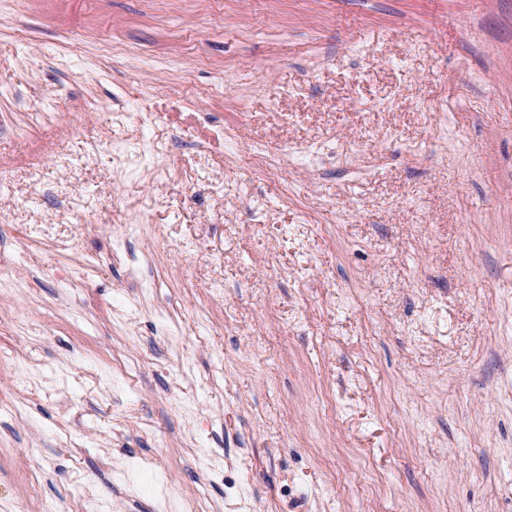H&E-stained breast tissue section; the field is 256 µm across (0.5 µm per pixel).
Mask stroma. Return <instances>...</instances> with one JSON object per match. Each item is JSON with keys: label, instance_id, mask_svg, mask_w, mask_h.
Returning a JSON list of instances; mask_svg holds the SVG:
<instances>
[{"label": "stroma", "instance_id": "obj_1", "mask_svg": "<svg viewBox=\"0 0 512 512\" xmlns=\"http://www.w3.org/2000/svg\"><path fill=\"white\" fill-rule=\"evenodd\" d=\"M3 393L0 512H512V0H0Z\"/></svg>", "mask_w": 512, "mask_h": 512}]
</instances>
